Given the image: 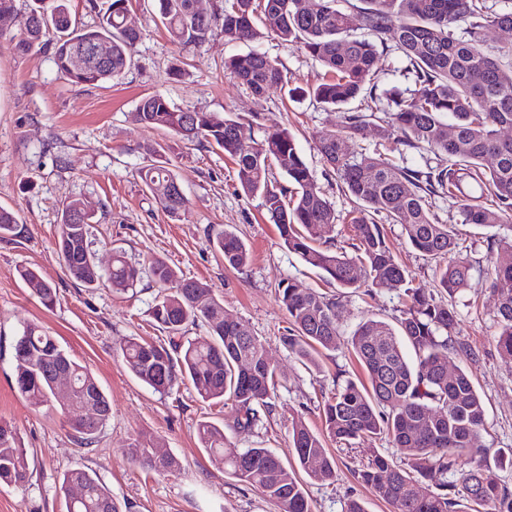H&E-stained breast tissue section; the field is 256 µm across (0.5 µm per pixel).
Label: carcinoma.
<instances>
[{"label": "carcinoma", "mask_w": 512, "mask_h": 512, "mask_svg": "<svg viewBox=\"0 0 512 512\" xmlns=\"http://www.w3.org/2000/svg\"><path fill=\"white\" fill-rule=\"evenodd\" d=\"M340 2L313 0L306 9L303 0H222L216 11L201 17L193 11V0H153L170 41L182 48L205 42L218 24L227 42L255 38L261 24L322 64L325 79L304 93L344 113L342 126L318 132L316 144L325 176L339 178L357 204L350 217L354 254L335 243L336 210L288 129H273L244 143L238 137L239 121L176 108L158 94L140 99L133 112L136 124L224 150L235 161L243 194L260 200L288 250L320 270L327 283L353 293L362 287L395 288L406 296L396 324L372 316L346 340L338 315L344 295L300 288L290 280L280 283L278 298L289 321L282 341L289 351L316 367L323 352L348 343L367 381L337 386L323 405L322 432L301 418L293 421V467L267 448L226 447L224 426L208 420L198 424V441L222 461L225 475L261 493L276 512H312L298 473L314 481L336 477L327 441L353 445L382 436L400 452V463L372 448L357 478L393 512H512V492L478 461L487 452L476 445L485 417L482 399L466 370L457 367L448 375V360L473 362L478 353L455 335L453 304L416 283L379 224L381 219L402 224L410 246L435 261L437 287L451 296L466 284L469 268L454 258L452 227L431 210V198H456L463 224L495 228L512 223V140L501 137L503 128L512 127V48L491 53L483 40L490 27L512 26V11L498 12L487 0H360L361 5L347 8ZM128 6L129 0H88L95 20L82 26L72 19L67 0H56L49 10L43 0H29L23 11L16 0H0V21L17 27L15 51L44 49L71 82L98 86L121 78L133 62L141 32L127 27ZM389 40L413 76L412 89L375 81L378 47ZM103 44L108 58L100 62L93 50ZM224 75L259 101L270 88L288 83L282 63L257 51L224 59ZM355 100L360 108L349 109ZM378 100L386 102V120L375 115L372 103ZM450 128L451 137L446 133ZM367 131L381 146L396 137L404 146L426 150L436 165L403 167L381 152L360 158L353 146ZM489 156L496 158L495 165L486 164ZM275 169L287 185L275 184ZM139 175L163 210L179 218L187 199L174 193L177 180L171 169L157 161L140 168ZM473 182L494 204L485 206L470 194ZM95 217L90 205L73 199L64 205L59 225V259L66 274L85 288L102 279L91 249ZM21 231L14 213L0 207V240L14 239ZM214 244L225 267L239 270L250 262L249 248L235 233L222 231ZM148 272L160 285L151 315L167 333V342L127 339L124 365L159 394L189 380L203 401L231 406V429L251 430L260 421L259 410L270 408L277 386V368L262 344L224 310V301L207 282L180 278L158 259L150 262ZM141 274L122 251L113 252L107 276L113 292L135 287ZM18 275L44 306L54 303L55 288L35 270L24 267ZM490 278L499 301L496 348L512 360V243L491 262ZM199 323L207 326L209 338H187L188 328ZM13 350L16 389L33 406H53L56 374L65 372L76 394L62 403L67 416L88 401L97 407V414L71 422L74 439L92 446L111 407L89 368L36 324L24 327ZM128 455L160 473L179 467L175 457L159 459L152 448L135 446ZM29 470L27 450L19 445L14 427L0 421V484L22 485ZM454 472L457 483L448 481ZM74 485L82 495L67 502V512H131L85 469L63 474L62 488L68 492Z\"/></svg>", "instance_id": "1"}]
</instances>
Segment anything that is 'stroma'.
<instances>
[{
    "mask_svg": "<svg viewBox=\"0 0 512 512\" xmlns=\"http://www.w3.org/2000/svg\"><path fill=\"white\" fill-rule=\"evenodd\" d=\"M128 20L143 34L133 64L120 80L102 86L72 85L56 72L47 51L17 54L10 34L0 35V205L12 209L25 228L21 237L0 241V420L16 429L32 470L24 485H0V512H66L61 478L78 467L97 477L118 502L131 504L133 512H275L260 493L225 476L197 440L200 420L225 421L229 409L204 404L187 382L156 393L122 364L119 353L127 337H165L150 316L156 284L146 276L123 293L105 283L92 289L80 286L58 259V224L63 204L77 198L90 201L98 218L92 249L100 272H107L112 250L119 247L138 267L160 259L177 274L207 281L223 298L225 310L248 326L279 369L271 412L252 431L229 429L226 438L231 447L266 448L284 464H293V418L304 417L311 429L322 430V408L337 385L365 377L349 348L324 353L314 368L302 364L282 342L288 315L278 300V284L290 279L323 291L328 285L319 271L283 246L259 200L241 195L236 166L223 150L144 130L130 114L142 96L160 94L172 105L238 120L249 139L285 127L320 176L323 164L315 134L340 127L343 115L307 98H289L288 88L317 84L324 70L272 34L228 43L217 27L206 42L184 50L170 42L147 0H130ZM253 49L278 59L288 72L287 89H272L261 101L224 75L225 57ZM157 143L187 198L186 211L177 220L138 176L149 160L148 147ZM319 184L336 210L338 240H348L345 218L353 201L337 178L321 176ZM432 204L453 227L457 259L471 267L453 300L456 333L480 352L479 362L464 368L485 405L479 433L488 450L484 463L512 489V362L496 349L498 298L487 273L490 256L498 253L501 238L512 236V229L504 225L489 232L461 223L457 202L450 198L437 197ZM224 230L237 234L250 249L252 259L241 270L226 269L213 246ZM383 231L417 283L435 290L433 263L409 246L401 224L384 222ZM22 267L38 269L55 285L53 307H44L24 287L17 275ZM403 303L396 289L350 294L340 308L342 329L352 333L372 315L394 320ZM29 323L55 336L106 393L111 414L94 445L75 442L59 409L34 408L18 393L13 344ZM136 445L173 454L179 469L160 474L131 461L126 450ZM329 449L336 456L337 476L308 483L314 512H343L351 499L362 502L366 512H391L355 475L365 455L335 443Z\"/></svg>",
    "mask_w": 512,
    "mask_h": 512,
    "instance_id": "obj_1",
    "label": "stroma"
}]
</instances>
